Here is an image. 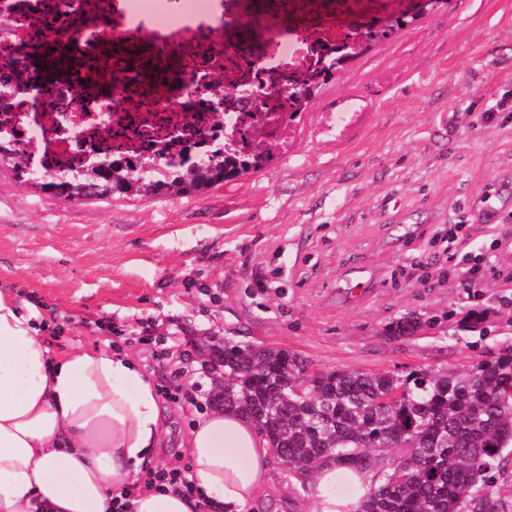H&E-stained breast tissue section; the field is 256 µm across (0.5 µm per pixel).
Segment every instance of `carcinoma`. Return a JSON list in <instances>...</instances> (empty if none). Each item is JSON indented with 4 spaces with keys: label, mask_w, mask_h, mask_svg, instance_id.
I'll return each instance as SVG.
<instances>
[{
    "label": "carcinoma",
    "mask_w": 512,
    "mask_h": 512,
    "mask_svg": "<svg viewBox=\"0 0 512 512\" xmlns=\"http://www.w3.org/2000/svg\"><path fill=\"white\" fill-rule=\"evenodd\" d=\"M334 77L324 69L292 79L300 88L320 87ZM262 149L263 163L274 160L268 147L251 139L215 163L218 181L237 179ZM156 163L134 197H151L168 188L184 191L177 170L165 157L141 154L112 159L132 169L140 159ZM68 182L39 181L37 188L56 196L73 190L85 198L112 197V183L86 169L66 171ZM224 357V409L251 420L296 470L313 472L333 456L363 469L393 447L403 448L397 464L376 474L359 512H463L478 494L490 498L494 512H512V486L501 461L512 455V345L466 371H411L405 376L346 369L319 370L306 388H296L306 364L282 348L241 344L231 339L209 345Z\"/></svg>",
    "instance_id": "carcinoma-1"
}]
</instances>
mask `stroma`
<instances>
[{
    "instance_id": "35a3bbf8",
    "label": "stroma",
    "mask_w": 512,
    "mask_h": 512,
    "mask_svg": "<svg viewBox=\"0 0 512 512\" xmlns=\"http://www.w3.org/2000/svg\"><path fill=\"white\" fill-rule=\"evenodd\" d=\"M372 45L302 115L365 96L366 127L201 195L67 201L0 165V289L54 349L121 344L155 383V470L187 469L212 408L199 346L283 348L309 370L468 368L512 344V0H452ZM493 121H484V113ZM461 227L449 249L439 235ZM496 268L482 287L459 270ZM306 477L273 466L257 512H311Z\"/></svg>"
}]
</instances>
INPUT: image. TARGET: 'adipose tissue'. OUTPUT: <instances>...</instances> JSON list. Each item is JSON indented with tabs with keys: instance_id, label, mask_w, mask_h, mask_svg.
Instances as JSON below:
<instances>
[{
	"instance_id": "ef3b65f1",
	"label": "adipose tissue",
	"mask_w": 512,
	"mask_h": 512,
	"mask_svg": "<svg viewBox=\"0 0 512 512\" xmlns=\"http://www.w3.org/2000/svg\"><path fill=\"white\" fill-rule=\"evenodd\" d=\"M162 432L156 387L117 346L53 350L34 314L0 289V512H112V496L148 464ZM189 497L142 492L134 512H247L272 481L267 441L220 408L188 438ZM348 476L347 496L334 492ZM370 476L325 460L308 484L314 512H355Z\"/></svg>"
}]
</instances>
